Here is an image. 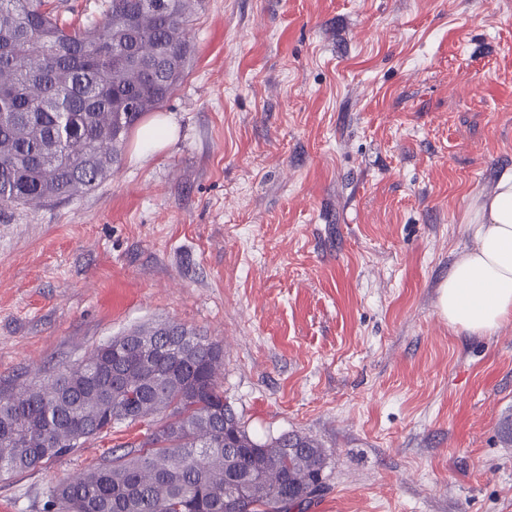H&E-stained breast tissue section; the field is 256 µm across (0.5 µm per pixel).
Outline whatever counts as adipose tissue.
I'll list each match as a JSON object with an SVG mask.
<instances>
[{
    "label": "adipose tissue",
    "mask_w": 512,
    "mask_h": 512,
    "mask_svg": "<svg viewBox=\"0 0 512 512\" xmlns=\"http://www.w3.org/2000/svg\"><path fill=\"white\" fill-rule=\"evenodd\" d=\"M462 249L439 286L437 308L449 325L491 333L512 319V171L478 199Z\"/></svg>",
    "instance_id": "ef3b65f1"
}]
</instances>
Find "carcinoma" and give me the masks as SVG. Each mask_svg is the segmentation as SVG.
<instances>
[{
	"label": "carcinoma",
	"mask_w": 512,
	"mask_h": 512,
	"mask_svg": "<svg viewBox=\"0 0 512 512\" xmlns=\"http://www.w3.org/2000/svg\"><path fill=\"white\" fill-rule=\"evenodd\" d=\"M201 3L109 0L100 19L69 28L44 0H0V209L112 177L129 130L181 83ZM223 364V343L148 323L0 392V478L144 424V440L51 487L43 512H305L325 489V450L224 423Z\"/></svg>",
	"instance_id": "carcinoma-1"
}]
</instances>
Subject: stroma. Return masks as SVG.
I'll return each mask as SVG.
<instances>
[{
    "instance_id": "obj_1",
    "label": "stroma",
    "mask_w": 512,
    "mask_h": 512,
    "mask_svg": "<svg viewBox=\"0 0 512 512\" xmlns=\"http://www.w3.org/2000/svg\"><path fill=\"white\" fill-rule=\"evenodd\" d=\"M191 28L165 148L0 209V390L180 323L223 342L253 436L323 446L306 512H512V320L436 306L512 170V0H204ZM141 434L0 479V512Z\"/></svg>"
}]
</instances>
